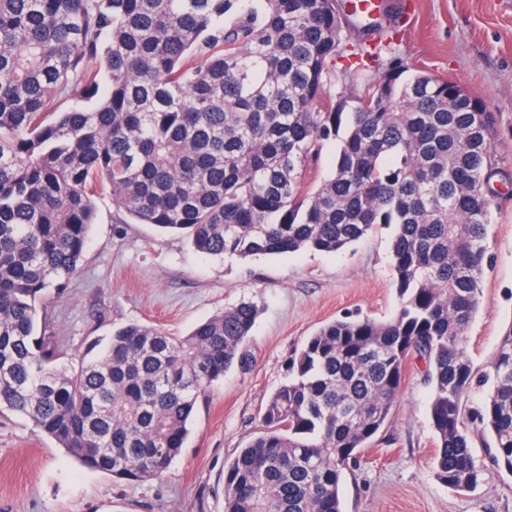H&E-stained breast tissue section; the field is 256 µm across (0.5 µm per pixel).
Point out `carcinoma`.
Listing matches in <instances>:
<instances>
[{
  "instance_id": "carcinoma-1",
  "label": "carcinoma",
  "mask_w": 512,
  "mask_h": 512,
  "mask_svg": "<svg viewBox=\"0 0 512 512\" xmlns=\"http://www.w3.org/2000/svg\"><path fill=\"white\" fill-rule=\"evenodd\" d=\"M343 28L336 0H0L1 410L82 466L139 480L169 467L200 396L248 361L249 303L182 337L130 323L79 368L62 361L40 307L77 274L103 187L133 223L210 256L338 253L397 226L398 312L307 339L264 431L224 467V512H344L346 473L412 358L437 478L476 485L477 439L512 474V324L484 367L463 350L482 304L496 114L454 81L381 67L375 46L355 54L377 65L359 105L323 104ZM336 141L331 174L304 191Z\"/></svg>"
}]
</instances>
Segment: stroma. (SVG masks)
Returning <instances> with one entry per match:
<instances>
[{
  "mask_svg": "<svg viewBox=\"0 0 512 512\" xmlns=\"http://www.w3.org/2000/svg\"><path fill=\"white\" fill-rule=\"evenodd\" d=\"M400 33L347 30L348 48L373 39L383 61L456 81L497 114L503 160L491 206L483 306L464 342L482 367L512 324V0H388ZM77 276L43 307L66 361L130 322L173 336L246 302L259 316L246 368L214 384L194 413L181 454L162 474L138 481L88 470L28 419L0 413V512H224V466L262 430L264 406L286 367L325 323L343 316L393 317L400 299L391 269L395 226L379 224L338 253L209 256L185 236L128 223L109 193ZM424 365L409 361L390 420L343 484L345 512H512V474L492 466L482 445L476 487L456 492L439 481L432 458Z\"/></svg>",
  "mask_w": 512,
  "mask_h": 512,
  "instance_id": "35a3bbf8",
  "label": "stroma"
}]
</instances>
